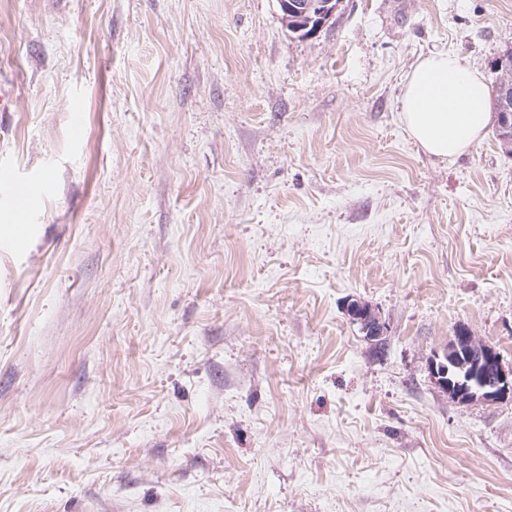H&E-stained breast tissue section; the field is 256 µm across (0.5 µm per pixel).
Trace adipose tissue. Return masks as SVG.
<instances>
[{
	"label": "adipose tissue",
	"instance_id": "adipose-tissue-1",
	"mask_svg": "<svg viewBox=\"0 0 512 512\" xmlns=\"http://www.w3.org/2000/svg\"><path fill=\"white\" fill-rule=\"evenodd\" d=\"M484 74L453 52L422 57L408 73L399 111L409 135L440 160L466 153L490 121Z\"/></svg>",
	"mask_w": 512,
	"mask_h": 512
}]
</instances>
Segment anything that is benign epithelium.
Returning <instances> with one entry per match:
<instances>
[{
	"instance_id": "1",
	"label": "benign epithelium",
	"mask_w": 512,
	"mask_h": 512,
	"mask_svg": "<svg viewBox=\"0 0 512 512\" xmlns=\"http://www.w3.org/2000/svg\"><path fill=\"white\" fill-rule=\"evenodd\" d=\"M284 22L304 37L315 35L334 15L337 0H276ZM497 127L504 138L512 137V81L498 84ZM352 320L367 339L385 336L381 317L370 306L352 301L347 306ZM429 373L434 385L454 399L499 401L512 397V370L503 368L498 351L466 331L458 333L448 348L432 355Z\"/></svg>"
}]
</instances>
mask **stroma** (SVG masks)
Listing matches in <instances>:
<instances>
[{
    "label": "stroma",
    "mask_w": 512,
    "mask_h": 512,
    "mask_svg": "<svg viewBox=\"0 0 512 512\" xmlns=\"http://www.w3.org/2000/svg\"><path fill=\"white\" fill-rule=\"evenodd\" d=\"M511 49L512 0H0V512H512V400L428 369L512 367V152L398 112ZM319 1V2H318ZM338 0H276L281 12V18L288 27L291 23V29L296 33H301L303 37L315 35L324 25H326L334 15L336 3ZM304 25H295L294 19H306ZM313 28H311V26ZM288 30L294 33L288 27ZM307 30H310L307 32ZM484 74L453 52L422 57L406 76L399 111L409 135L440 160L466 153L490 121ZM352 320L360 325L361 330L370 341H378L385 336V325L381 317L369 305L352 301L347 306ZM457 335L448 348L433 354L429 361L434 385L460 402L512 397V368H503L498 351L466 331Z\"/></svg>",
    "instance_id": "1"
}]
</instances>
